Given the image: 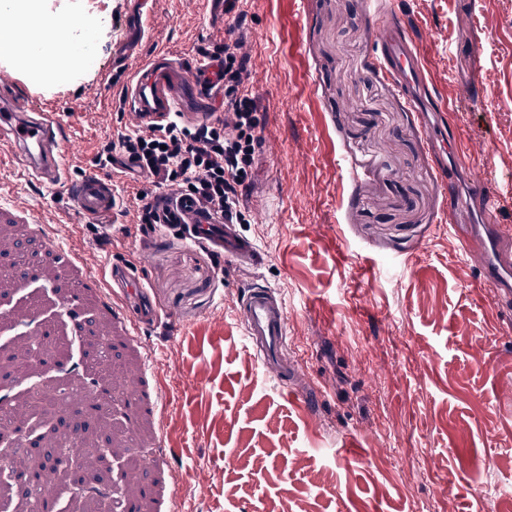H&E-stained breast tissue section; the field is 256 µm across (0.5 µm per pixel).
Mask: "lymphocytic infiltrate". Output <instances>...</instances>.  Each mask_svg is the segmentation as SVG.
Here are the masks:
<instances>
[{
  "instance_id": "lymphocytic-infiltrate-1",
  "label": "lymphocytic infiltrate",
  "mask_w": 512,
  "mask_h": 512,
  "mask_svg": "<svg viewBox=\"0 0 512 512\" xmlns=\"http://www.w3.org/2000/svg\"><path fill=\"white\" fill-rule=\"evenodd\" d=\"M216 60L224 83V116L193 126L178 121L155 123L145 132L124 134L120 151L156 188L187 196L224 223L239 224V192L251 181L261 123L255 96L245 86L248 57L240 44L215 42L203 48Z\"/></svg>"
}]
</instances>
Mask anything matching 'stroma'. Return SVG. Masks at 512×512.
<instances>
[{
  "mask_svg": "<svg viewBox=\"0 0 512 512\" xmlns=\"http://www.w3.org/2000/svg\"><path fill=\"white\" fill-rule=\"evenodd\" d=\"M402 6L460 162L496 192L512 222V0H44L62 19L98 18L93 47L53 75L11 70L34 110L62 112L84 151L71 178L135 133L119 103L134 70L167 53L243 38L245 79L263 144L239 202L258 265L224 262L182 230L137 224L138 174L114 173L118 207L77 217L63 193L0 163V201L26 207L39 281L14 276L0 302V346L20 351L39 316L79 273L144 258L163 321L116 337L114 398L163 388V409L136 408L104 429L83 376L81 338L59 325L52 388L69 385L72 424L111 437L126 475L148 486L135 512H512V296L484 287L448 228V196L425 133L378 71L373 17ZM245 14L236 29V14ZM86 245L83 260L63 243ZM275 291L288 336L323 397L306 412L248 343L238 302Z\"/></svg>",
  "mask_w": 512,
  "mask_h": 512,
  "instance_id": "1",
  "label": "stroma"
}]
</instances>
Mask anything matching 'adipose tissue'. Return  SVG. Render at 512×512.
<instances>
[{"label": "adipose tissue", "instance_id": "1", "mask_svg": "<svg viewBox=\"0 0 512 512\" xmlns=\"http://www.w3.org/2000/svg\"><path fill=\"white\" fill-rule=\"evenodd\" d=\"M0 14L9 18L0 25V55L48 73L71 62L77 42L88 40L95 29L87 19L55 22L42 0H0Z\"/></svg>", "mask_w": 512, "mask_h": 512}]
</instances>
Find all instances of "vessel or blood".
<instances>
[{
  "label": "vessel or blood",
  "mask_w": 512,
  "mask_h": 512,
  "mask_svg": "<svg viewBox=\"0 0 512 512\" xmlns=\"http://www.w3.org/2000/svg\"><path fill=\"white\" fill-rule=\"evenodd\" d=\"M371 36L380 48L379 67L403 92L408 105H415L413 88L420 69L404 23L397 15H381L371 28ZM216 69L213 62L192 58L172 62L162 56L154 57L127 88L126 117L139 127L174 117L188 123L211 120L214 112L210 97ZM80 149L61 113L29 112L14 77L0 73V153L15 159L21 178L61 189L79 214L93 217L116 206L112 176L100 168L79 180L68 177L63 158ZM431 159L448 190V222L463 224V200L457 191L460 172L449 163L444 149L433 152ZM476 196L487 220L482 224H463L464 254L478 265L482 284L510 288L512 230L494 221L495 193L488 184L478 183ZM154 206L161 226L187 225L192 243L207 246L236 264L258 263L259 255L250 239L241 236L234 225L222 223L212 213L191 205L184 196L165 194L155 198ZM82 285L104 294L114 308L124 313L121 333L130 339H138L143 328L158 321L136 266L105 260L100 273L86 277ZM240 307L244 333L266 370L287 392L316 395L317 390L304 375L298 359L288 354V313L282 302L270 289L260 286L249 290Z\"/></svg>",
  "instance_id": "vessel-or-blood-1"
}]
</instances>
